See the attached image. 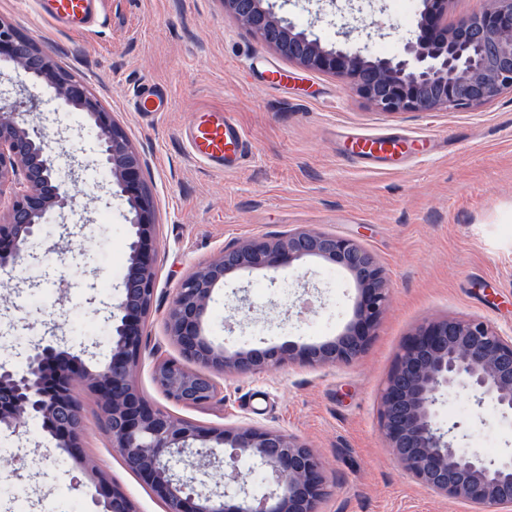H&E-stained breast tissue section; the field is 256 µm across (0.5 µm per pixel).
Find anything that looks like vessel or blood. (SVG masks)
<instances>
[{
  "mask_svg": "<svg viewBox=\"0 0 512 512\" xmlns=\"http://www.w3.org/2000/svg\"><path fill=\"white\" fill-rule=\"evenodd\" d=\"M102 0H34L36 14L49 23L72 33L91 31L101 14ZM136 109L155 114L169 109V98L151 85L139 92ZM185 141L193 157L220 170L237 168L246 156L249 145L243 129L234 118L220 108L199 109L185 132ZM346 144L354 158H385L415 156L408 139L386 135L356 133Z\"/></svg>",
  "mask_w": 512,
  "mask_h": 512,
  "instance_id": "1",
  "label": "vessel or blood"
}]
</instances>
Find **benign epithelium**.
Wrapping results in <instances>:
<instances>
[{
	"mask_svg": "<svg viewBox=\"0 0 512 512\" xmlns=\"http://www.w3.org/2000/svg\"><path fill=\"white\" fill-rule=\"evenodd\" d=\"M265 0H224L231 15L264 45L312 71L346 75L354 89L385 113L437 112L490 102L512 91V0L485 6L448 25L451 0H422L423 36L397 57H372L327 47L284 23ZM0 60L13 64L19 81L42 83L64 105L83 113L96 131L100 162L110 190L126 199L133 239L122 293L112 317L109 359L88 367L51 343L28 352L17 373L0 367V432L17 433L31 418L66 450L75 468L95 485L100 512H137L133 501L83 454L87 428L74 385L80 380L98 401L112 451L162 500L165 512H320L327 495L325 462L298 435L252 424L205 427L173 418L136 390L134 371L144 355L143 329L156 293L153 240L156 206L145 178V159L123 128L85 86L57 68L48 51L18 37L0 20ZM10 195L8 220L0 221V268H23L37 258L48 216L72 202L50 159L46 134L0 114V196ZM318 258L348 272L360 293L354 317L335 337L315 343L233 352L204 334L213 292L230 274L275 272L283 264ZM382 266L354 239L296 230L272 241H247L224 250L180 282L165 316L168 339L183 362L154 365L164 396L197 406L218 396L212 374L252 375L285 361L347 365L366 349L389 302ZM471 392L478 404L512 412V336L480 319L432 320L404 344L382 394L380 426L396 463L434 493L469 506L470 512H512V451L497 458L463 453L455 446L462 424L443 426L438 406L445 395ZM198 442L222 447L232 464L245 460L263 472L271 490L256 495L248 476L235 470L239 490L211 485L188 463Z\"/></svg>",
	"mask_w": 512,
	"mask_h": 512,
	"instance_id": "obj_1",
	"label": "benign epithelium"
}]
</instances>
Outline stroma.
Listing matches in <instances>:
<instances>
[{
    "mask_svg": "<svg viewBox=\"0 0 512 512\" xmlns=\"http://www.w3.org/2000/svg\"><path fill=\"white\" fill-rule=\"evenodd\" d=\"M277 15L323 44L370 56L402 55L416 39L421 0L400 13L395 0H270ZM0 19L48 48L112 113L146 159L157 205L156 296L146 321L145 357L135 381L152 404L202 426L255 423L299 435L325 462L322 512H469L434 494L393 460L379 412L386 380L417 328L442 317L481 319L512 333V92L494 101L438 112L376 111L349 78L300 68L224 12L223 0H104L88 36L55 30L29 0H0ZM286 68L273 90L250 71L253 54ZM0 106L32 98L18 119L44 131L60 168H73L72 206L55 214L42 240L45 260L0 270V346L22 370L29 349L50 342L88 366L112 351L110 315L122 290L131 227L125 200L97 183L99 143L83 115L66 111L42 85L16 88L0 65ZM170 98L169 111L134 108L144 84ZM200 107L230 113L250 145L231 171L212 169L181 136ZM421 138L424 157L405 166L346 156L343 129ZM292 230L357 240L384 268L387 308L366 351L346 366L298 362L255 375L217 376L219 394L202 406L169 402L153 365L181 354L164 317L182 278L225 247L274 240ZM358 290L343 269L318 259L228 276L213 294L207 334L228 350L287 347L336 336L354 315ZM84 453L135 503L162 501L113 453L94 397L83 394ZM440 422H468L463 451L512 449V415L468 394L444 398ZM0 512L21 496L28 512H91L93 484L39 423L0 433Z\"/></svg>",
    "mask_w": 512,
    "mask_h": 512,
    "instance_id": "obj_1",
    "label": "stroma"
}]
</instances>
